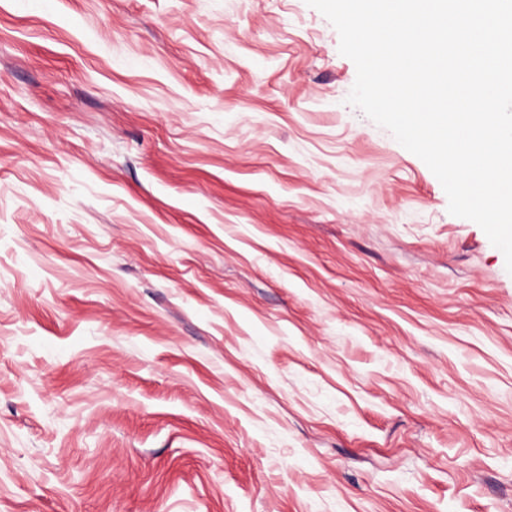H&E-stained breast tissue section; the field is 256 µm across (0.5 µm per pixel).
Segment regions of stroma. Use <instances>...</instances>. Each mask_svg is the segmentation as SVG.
I'll use <instances>...</instances> for the list:
<instances>
[{
    "mask_svg": "<svg viewBox=\"0 0 512 512\" xmlns=\"http://www.w3.org/2000/svg\"><path fill=\"white\" fill-rule=\"evenodd\" d=\"M305 0H0V512H512V274Z\"/></svg>",
    "mask_w": 512,
    "mask_h": 512,
    "instance_id": "35a3bbf8",
    "label": "stroma"
}]
</instances>
